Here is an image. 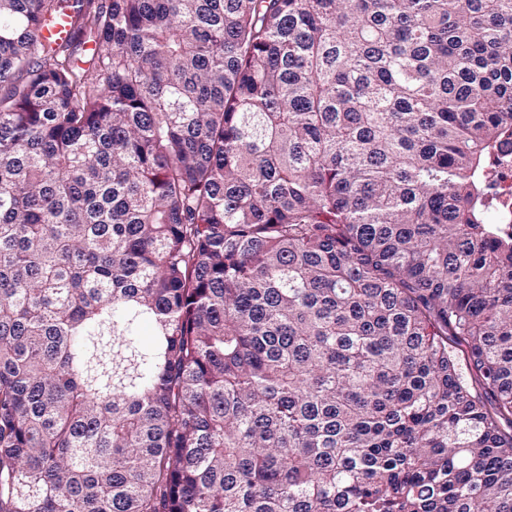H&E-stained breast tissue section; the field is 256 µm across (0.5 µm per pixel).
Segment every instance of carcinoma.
Wrapping results in <instances>:
<instances>
[{
  "instance_id": "obj_1",
  "label": "carcinoma",
  "mask_w": 512,
  "mask_h": 512,
  "mask_svg": "<svg viewBox=\"0 0 512 512\" xmlns=\"http://www.w3.org/2000/svg\"><path fill=\"white\" fill-rule=\"evenodd\" d=\"M506 135L512 0H0V512H512ZM486 195L494 205L500 230L512 233V138L505 137L494 158V174L486 186Z\"/></svg>"
}]
</instances>
